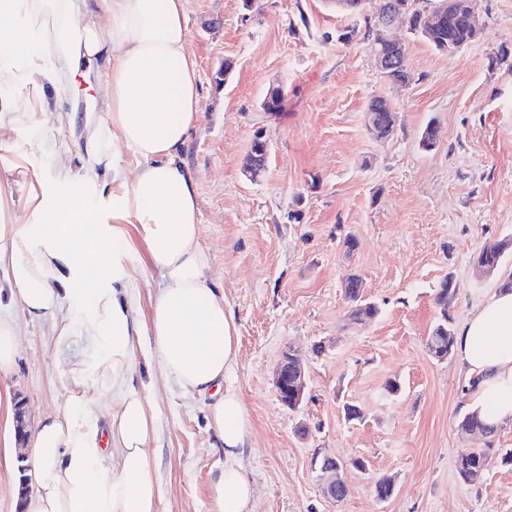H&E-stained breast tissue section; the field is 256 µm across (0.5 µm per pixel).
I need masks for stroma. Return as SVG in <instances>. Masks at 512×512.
<instances>
[{"label":"stroma","instance_id":"stroma-1","mask_svg":"<svg viewBox=\"0 0 512 512\" xmlns=\"http://www.w3.org/2000/svg\"><path fill=\"white\" fill-rule=\"evenodd\" d=\"M475 41L440 52L403 23L393 38L405 49L410 81H388L368 37L376 0L337 11L333 0H188L190 48L200 71V115L185 152L197 181L201 243L209 278L222 288L238 326L232 381L251 420L244 461L256 512H512V465L493 461L476 481L457 472L474 442L460 427L471 391L455 356L433 357L427 338L441 319L458 325L498 287L475 257L512 239V0H477ZM281 89L279 111L264 110ZM376 97L396 108L393 135L375 139L365 110ZM438 129L432 148L420 140ZM265 169H245L256 133ZM19 170L0 169L13 201L8 217L32 223L22 205L32 169L62 160L80 170L77 136L32 127L17 114L4 131ZM354 239L347 249L346 239ZM357 275L379 308L365 324L347 322L344 282ZM451 279L456 296L441 309L435 294ZM0 315L21 328L13 368L0 374L35 434L63 405L59 362L90 349L77 339L56 349L46 326L21 318L8 299ZM304 363L306 392L296 409L275 389L287 351ZM136 381L156 420L149 451L164 492V512H209L211 475L224 464L208 427L205 398L160 374L149 345L136 348ZM398 392H390L389 382ZM356 405L360 419L345 416ZM0 512H20L25 485L19 442L0 416ZM364 460L348 468L343 499L322 491L320 462ZM395 480L387 500L375 481Z\"/></svg>","mask_w":512,"mask_h":512}]
</instances>
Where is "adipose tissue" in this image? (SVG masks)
<instances>
[{
  "instance_id": "ef3b65f1",
  "label": "adipose tissue",
  "mask_w": 512,
  "mask_h": 512,
  "mask_svg": "<svg viewBox=\"0 0 512 512\" xmlns=\"http://www.w3.org/2000/svg\"><path fill=\"white\" fill-rule=\"evenodd\" d=\"M188 0H0V118L29 108L80 132L84 163L33 173L32 224H0V293L23 317L49 324L51 341L79 337L92 350L56 376L67 398L45 417L27 460L24 512H163V489L146 445L155 430L135 387L136 347L147 340L166 380L209 396L207 418L224 445L210 480L209 512H253L244 464L250 420L229 383L238 352L231 308L207 272L197 183L183 152L200 109ZM38 90L36 103L23 91ZM72 111H59L62 101ZM123 145L125 164L106 143ZM112 202L111 217L92 206ZM142 250L132 265V246ZM159 274L148 314L134 291ZM454 351L473 380V407L512 424V288L498 287L460 322ZM112 400L108 412L96 409Z\"/></svg>"
}]
</instances>
